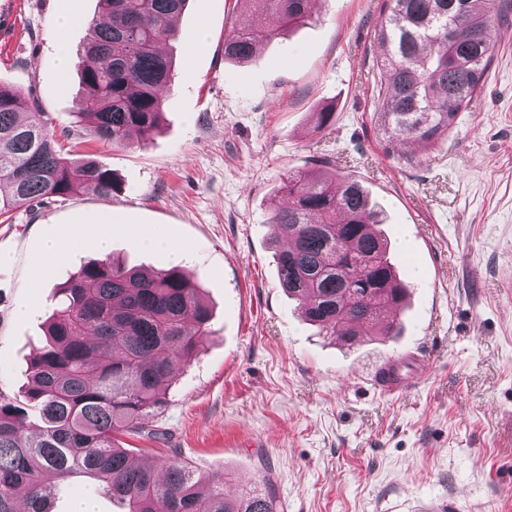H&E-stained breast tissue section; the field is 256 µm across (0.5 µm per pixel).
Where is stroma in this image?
<instances>
[{
  "mask_svg": "<svg viewBox=\"0 0 512 512\" xmlns=\"http://www.w3.org/2000/svg\"><path fill=\"white\" fill-rule=\"evenodd\" d=\"M383 2L320 0L310 24L238 65L224 59L235 0H189L165 46L160 129L115 147L78 122L80 75L60 73L51 40L75 12L81 53L97 0H0V83L38 102L65 156L95 155L119 185L0 224V390L27 386L58 288L98 258L94 236L108 229L110 256L132 266L169 268L173 247L189 254L213 310L211 335L164 392L154 419L164 439L132 440L137 461L186 462L229 491L267 476L279 512H512V15L497 20L487 83L447 139L389 155L373 119ZM328 104L336 121L318 128ZM336 167L386 211L409 287L401 335L353 347L301 319L279 286L284 238L268 222L284 176ZM69 236L76 251L37 275L43 243ZM387 363L414 384L383 391ZM88 499L126 512L81 477L53 512Z\"/></svg>",
  "mask_w": 512,
  "mask_h": 512,
  "instance_id": "obj_1",
  "label": "stroma"
}]
</instances>
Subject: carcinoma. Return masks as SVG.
<instances>
[{"mask_svg": "<svg viewBox=\"0 0 512 512\" xmlns=\"http://www.w3.org/2000/svg\"><path fill=\"white\" fill-rule=\"evenodd\" d=\"M106 22L92 25L79 65L85 95L76 116L101 141L140 144L158 131L177 38L171 20L188 0H97ZM240 6L224 36V58L256 61L260 47L311 19V0H262L265 22ZM512 0H384L375 37L384 85L375 114L386 151L398 141L435 146L487 82L491 31ZM39 105L0 83V218L78 191L112 196L114 182L95 158L62 155L54 134L22 114ZM288 201L270 223L291 241L276 255L278 280L304 320L352 345L361 336H396L384 315L403 302L388 241L376 230L383 208L347 173H293ZM46 343L31 361L23 399L0 391V512H51L52 489L78 471L127 512H277L266 481L234 493L184 462L135 465L125 436L157 437L161 391L210 335L202 288L177 268L146 270L111 258L79 267L59 288ZM37 427L22 436L30 412Z\"/></svg>", "mask_w": 512, "mask_h": 512, "instance_id": "1", "label": "carcinoma"}]
</instances>
